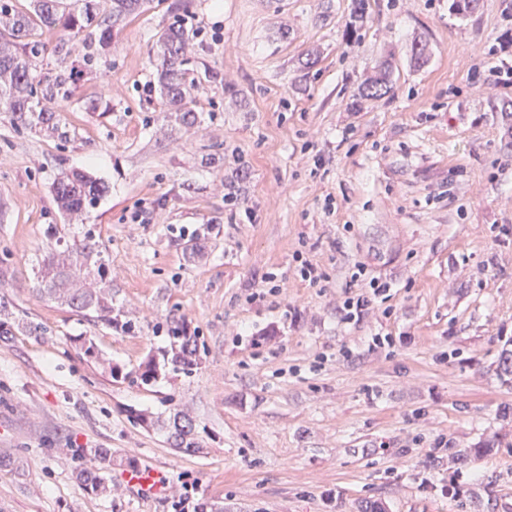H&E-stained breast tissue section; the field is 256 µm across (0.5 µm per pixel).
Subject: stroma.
I'll return each instance as SVG.
<instances>
[{"instance_id":"obj_1","label":"stroma","mask_w":512,"mask_h":512,"mask_svg":"<svg viewBox=\"0 0 512 512\" xmlns=\"http://www.w3.org/2000/svg\"><path fill=\"white\" fill-rule=\"evenodd\" d=\"M171 2L106 50L73 39L61 136L0 114V295L44 329L0 341V512H512V84L488 78L512 65V0H369L361 20L352 0ZM177 21L192 127L155 81ZM386 61L390 91L362 97ZM71 170L109 187L79 224L52 197ZM87 236L129 331L36 294L49 248ZM178 325L196 365L143 384ZM180 410L192 454L137 420ZM79 448L112 449L110 493ZM125 476L128 483L137 486L142 491L157 492L163 487L158 472L150 467L130 469Z\"/></svg>"}]
</instances>
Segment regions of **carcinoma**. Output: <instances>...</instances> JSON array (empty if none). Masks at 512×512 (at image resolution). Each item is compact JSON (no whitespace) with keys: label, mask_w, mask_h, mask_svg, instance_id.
Here are the masks:
<instances>
[{"label":"carcinoma","mask_w":512,"mask_h":512,"mask_svg":"<svg viewBox=\"0 0 512 512\" xmlns=\"http://www.w3.org/2000/svg\"><path fill=\"white\" fill-rule=\"evenodd\" d=\"M81 7L68 9L63 0H29L24 7L17 0H0V112L13 124L29 130L55 133L59 130L56 113L49 104L70 98L75 91L74 70L68 65L72 38L83 35L89 44L104 46L112 38L116 25L146 9L149 0H108L109 13L99 19L102 0H79ZM57 34L55 44L44 34ZM193 33L185 26L172 24L158 37L159 64L156 83L171 110L186 125L196 121L191 90L195 79L184 68V51ZM56 57L53 72H42L45 56ZM391 64H384L378 75L366 83L363 95L378 97L388 90ZM108 193V186L81 171L64 173L53 186L54 202L66 216H78L93 207ZM37 295L54 300L89 321L109 327L127 329L113 316L112 288L107 281L106 266L99 245L87 236L61 249L52 250L38 275ZM23 326L35 332L39 326L24 324L12 316L9 302L0 299V338L14 335ZM170 361L174 368L196 365L197 343L182 326L171 328ZM166 428L173 445L185 453L198 447L189 414L179 411ZM88 464L79 477L92 492L107 490L103 470L112 465V450L93 448Z\"/></svg>","instance_id":"1"}]
</instances>
